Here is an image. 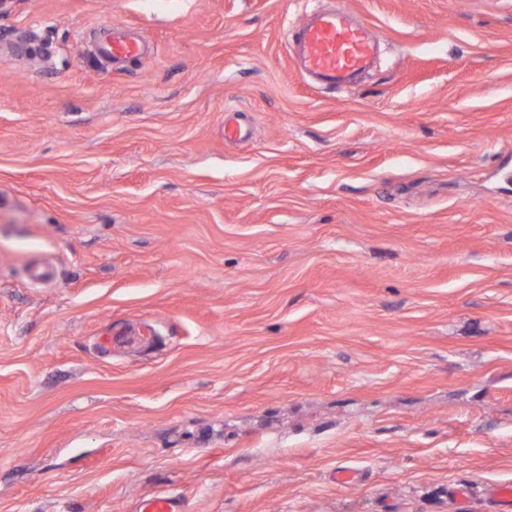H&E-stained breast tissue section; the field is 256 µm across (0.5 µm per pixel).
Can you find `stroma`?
Here are the masks:
<instances>
[{"instance_id": "1", "label": "stroma", "mask_w": 512, "mask_h": 512, "mask_svg": "<svg viewBox=\"0 0 512 512\" xmlns=\"http://www.w3.org/2000/svg\"><path fill=\"white\" fill-rule=\"evenodd\" d=\"M317 4L0 6V512L512 485V0H332L381 35L341 89L290 57ZM98 54L112 62L141 56L146 49L141 41L128 31L105 33L98 42Z\"/></svg>"}]
</instances>
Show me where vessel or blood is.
<instances>
[{
    "label": "vessel or blood",
    "instance_id": "obj_1",
    "mask_svg": "<svg viewBox=\"0 0 512 512\" xmlns=\"http://www.w3.org/2000/svg\"><path fill=\"white\" fill-rule=\"evenodd\" d=\"M295 53L300 72L315 77L325 88H342L373 64L377 39L366 25L352 23L346 12L319 10L294 31ZM97 51L115 62L143 54L141 41L129 32H108Z\"/></svg>",
    "mask_w": 512,
    "mask_h": 512
}]
</instances>
